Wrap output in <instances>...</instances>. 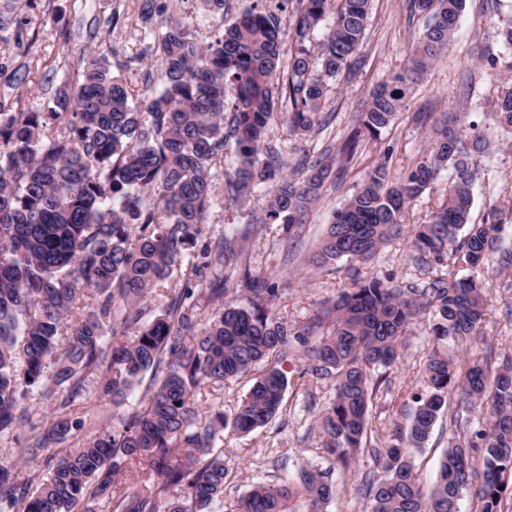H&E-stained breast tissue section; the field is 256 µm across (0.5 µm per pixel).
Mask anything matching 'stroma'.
I'll list each match as a JSON object with an SVG mask.
<instances>
[{"label": "stroma", "instance_id": "stroma-1", "mask_svg": "<svg viewBox=\"0 0 512 512\" xmlns=\"http://www.w3.org/2000/svg\"><path fill=\"white\" fill-rule=\"evenodd\" d=\"M254 5L273 13L283 24L282 55L291 57L294 33L287 23L299 8V0H224L220 10L206 0H0V65L5 68L0 74V102L15 112L45 109L60 87L78 81L83 58L105 48L112 51L113 73L126 80L135 99H142L163 84L161 65L147 35L149 28L174 20L188 39L205 45ZM499 12H512V0H465L447 50L414 84L390 126L379 137L361 138L348 164L341 148L358 127L357 114L369 91L408 66L411 49L426 24L425 15L413 12L409 0H372L360 50L362 61L332 84L313 130L303 136L291 132L279 117L288 108L281 98L276 101L278 114L268 125V144L292 162L316 161L330 168L318 199L304 213L301 224L287 234L278 222L255 223L267 189L241 200L228 199L225 186L234 174V163L229 157L217 162L211 169L214 197L201 241L206 244L234 237L241 251L239 263L206 269L197 253H189L173 267L166 282L148 293L146 307L151 314L167 307L175 290L186 282L231 275L241 266L275 285L278 295L272 311L292 329L313 321L324 301L351 288L355 271L365 279L418 286L437 278L473 277L486 288L488 308L480 337L468 346L466 355L494 367L512 356V273L499 274L488 265L474 269L452 259L428 265L410 252L415 226L443 201L448 172H441L432 187L411 204L403 234L390 240L369 262L343 259L327 269L308 263L334 214L357 190L366 172L382 162L393 175L415 166L430 150L437 119L452 108L463 115L462 136H470L475 124L494 140L488 151L472 160L478 170L473 221L482 220L489 204L512 203V134L501 132L494 117L496 99L512 88V50L504 47L494 25ZM17 16L27 20L23 29L13 24ZM492 57L497 60V71L490 76L486 69ZM406 341L402 359L382 372L370 404L365 447L356 466L347 469L325 453L316 428L321 410L333 396L332 379H317L307 373L305 358L295 355L282 362L288 388L279 415L247 435L225 428L214 444L232 467L224 487V512H234L238 500L255 482L277 483L298 477L313 466L331 470L337 485L336 498L327 512H370L371 502L359 490L365 475L374 470L370 448L391 442L395 424L405 423L415 395L425 388L424 366L429 356L443 350L431 333L427 312L410 325ZM254 378L250 372L205 387L198 395L200 413L206 416L219 409L225 417H233ZM152 389L146 378L122 397L91 394L80 405L86 433H98L113 417L138 406ZM483 418L480 409L449 403L426 447L415 457L416 473L423 484L433 483L450 435L477 429Z\"/></svg>", "mask_w": 512, "mask_h": 512}]
</instances>
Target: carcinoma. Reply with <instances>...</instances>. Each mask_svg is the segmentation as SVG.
<instances>
[{
  "label": "carcinoma",
  "mask_w": 512,
  "mask_h": 512,
  "mask_svg": "<svg viewBox=\"0 0 512 512\" xmlns=\"http://www.w3.org/2000/svg\"><path fill=\"white\" fill-rule=\"evenodd\" d=\"M301 2L286 77L278 18L253 6L206 46L190 41L174 20L149 33L165 81L139 105L103 51L84 64L77 86L58 90L47 111L11 112L0 103V437L27 425V447L59 445L46 460L47 473L34 469L23 483L14 466L0 463V512H92L91 502L103 499L119 512H214L229 472L224 452L214 451L226 421L219 410L201 417L197 393L265 364L233 418L241 433L261 428L278 415L288 386L279 363L298 347L315 378L334 379V398L317 424L325 452L347 467L367 431L375 371L401 359L408 326L427 310L432 335L448 344V353L427 361V389L415 397L407 424L395 428L396 443L373 449L376 470L362 481L370 512H459L477 479L481 512H512V361L494 370L479 360L457 365L458 348L479 335L488 306L475 279L434 280L422 288L359 279L318 322L292 330L268 309L277 288L247 273L235 283L219 276L186 283L160 314L143 321L139 303L197 246L213 202L210 165L226 150L235 164L229 195L274 183L259 224L279 220L289 232L319 195L326 167L310 166L302 180L283 176V161L264 145L273 89L281 84L288 100L289 128L307 134L329 81L355 65L370 0ZM411 7L427 23L410 65L379 84L358 113L360 131L374 138L446 50L465 0H412ZM329 15L333 24L316 70L303 42ZM496 28L512 49V14L498 17ZM227 84L236 96L226 123ZM495 115L498 127L512 132V90L497 100ZM461 122V113H444L430 154L400 177L389 179L383 162L373 167L309 263L371 260L403 232L410 204L450 167L445 201L417 225L412 249L435 263L452 252L473 267L495 253L497 272L511 271L512 249H500L497 233L512 224V205L492 204L481 223L472 222L470 157L486 151L489 138L476 131L464 139ZM236 253L226 237L202 251L207 267ZM240 290L245 304L230 300ZM204 297L222 308L202 328L197 303ZM121 308L125 323L140 324L131 341L116 331ZM71 315L75 324L62 339L60 323ZM328 319L330 331L317 335ZM149 371L155 389L118 418V430L81 434L85 421L73 407L89 395L88 376L97 380L96 391L116 397ZM48 372L58 404L40 428L28 424L22 399ZM454 393L486 416L478 430L448 438L437 478L425 486L415 455ZM70 439L72 447H60ZM178 449L185 460L174 459ZM474 452L482 454L480 472L471 464ZM137 467L153 472L156 483L139 489ZM336 494L331 472L313 466L294 481L253 484L235 512H290L297 496L307 512H326Z\"/></svg>",
  "instance_id": "obj_1"
}]
</instances>
